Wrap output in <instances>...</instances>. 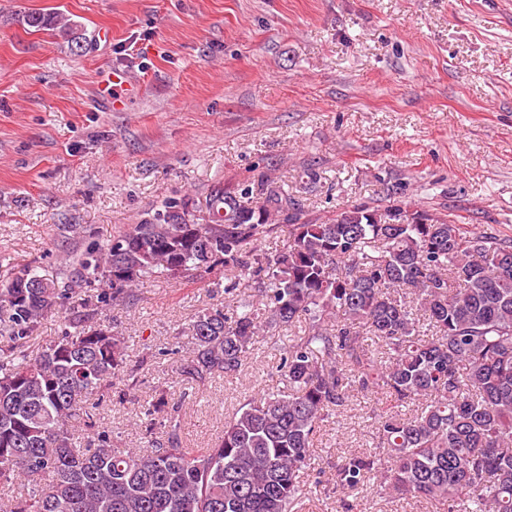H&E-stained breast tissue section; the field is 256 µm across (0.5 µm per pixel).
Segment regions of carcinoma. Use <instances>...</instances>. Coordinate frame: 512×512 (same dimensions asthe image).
Segmentation results:
<instances>
[{"label":"carcinoma","instance_id":"obj_1","mask_svg":"<svg viewBox=\"0 0 512 512\" xmlns=\"http://www.w3.org/2000/svg\"><path fill=\"white\" fill-rule=\"evenodd\" d=\"M22 23L78 51L87 42L58 12ZM221 208L198 223L166 200L151 220L72 252L54 276L16 270L0 283V337L32 336L79 288L119 304L146 279L220 267L250 276L256 300L195 316L181 372L233 375L260 335L302 323L280 347L289 392L257 394L200 451L181 446L175 424L147 428L142 448H114L106 434L89 448L79 426H95V397L121 374L126 340L75 317L34 354H0V490L32 486L27 498L0 497V512H304L317 433L356 393L414 410L377 418L389 460L351 455L340 486L374 478L447 512H512V238L398 203L319 223L281 187L255 201L244 186L214 198Z\"/></svg>","mask_w":512,"mask_h":512}]
</instances>
